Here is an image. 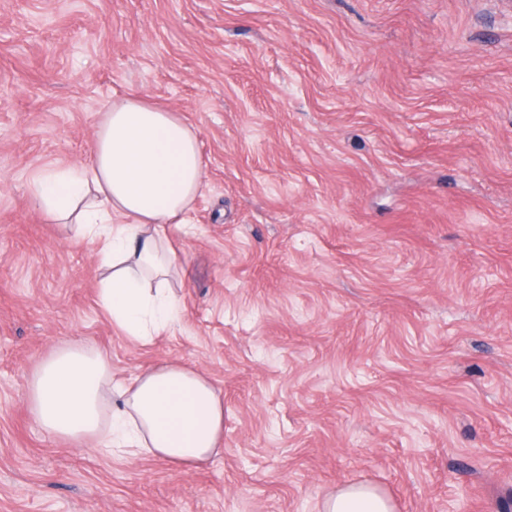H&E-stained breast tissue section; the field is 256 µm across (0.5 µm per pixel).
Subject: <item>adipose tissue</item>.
<instances>
[{"mask_svg": "<svg viewBox=\"0 0 512 512\" xmlns=\"http://www.w3.org/2000/svg\"><path fill=\"white\" fill-rule=\"evenodd\" d=\"M203 173L196 132L172 110L130 96L100 113L86 162L43 171L33 182L41 210L72 242L105 239L98 298L127 335H152L178 315L168 281L178 258L165 227L187 224ZM29 402L51 435L100 440L186 469L224 445L221 398L208 378L179 363L117 385L107 353L66 341L40 360ZM321 512H394V505L375 487L349 484L328 494Z\"/></svg>", "mask_w": 512, "mask_h": 512, "instance_id": "obj_1", "label": "adipose tissue"}]
</instances>
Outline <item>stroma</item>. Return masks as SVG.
Returning a JSON list of instances; mask_svg holds the SVG:
<instances>
[{
    "label": "stroma",
    "instance_id": "stroma-1",
    "mask_svg": "<svg viewBox=\"0 0 512 512\" xmlns=\"http://www.w3.org/2000/svg\"><path fill=\"white\" fill-rule=\"evenodd\" d=\"M137 95L198 133L177 321L126 335L100 242L38 208ZM179 362L224 403L184 470L43 431L40 359ZM512 512V0H0V512ZM389 498L375 487L366 484H348L328 494L320 512H393Z\"/></svg>",
    "mask_w": 512,
    "mask_h": 512
}]
</instances>
